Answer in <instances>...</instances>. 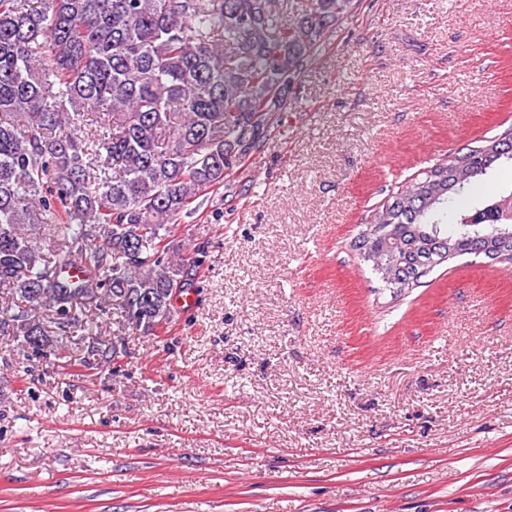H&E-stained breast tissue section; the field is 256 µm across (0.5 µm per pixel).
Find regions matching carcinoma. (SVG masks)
<instances>
[{
    "mask_svg": "<svg viewBox=\"0 0 512 512\" xmlns=\"http://www.w3.org/2000/svg\"><path fill=\"white\" fill-rule=\"evenodd\" d=\"M360 2L0 0V340L60 363L114 301L107 368L126 329L168 324L175 273L202 259L165 234L241 168ZM89 115L112 124L83 139ZM506 164L512 128L407 181L356 249L398 292L456 256L512 262V185L465 201Z\"/></svg>",
    "mask_w": 512,
    "mask_h": 512,
    "instance_id": "1",
    "label": "carcinoma"
}]
</instances>
